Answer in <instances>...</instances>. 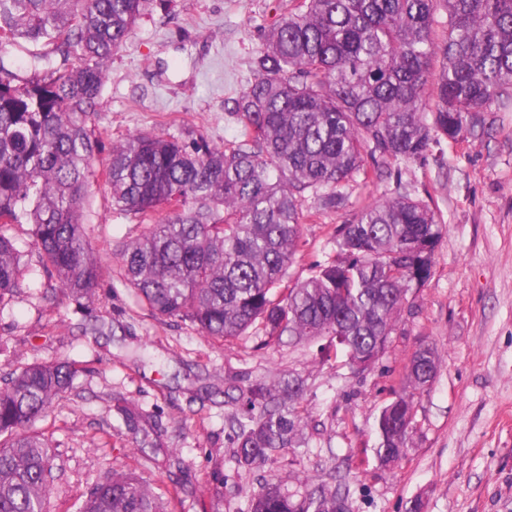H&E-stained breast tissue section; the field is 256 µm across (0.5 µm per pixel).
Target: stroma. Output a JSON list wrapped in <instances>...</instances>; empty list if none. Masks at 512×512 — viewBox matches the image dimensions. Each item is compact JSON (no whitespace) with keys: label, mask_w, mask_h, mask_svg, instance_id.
<instances>
[{"label":"stroma","mask_w":512,"mask_h":512,"mask_svg":"<svg viewBox=\"0 0 512 512\" xmlns=\"http://www.w3.org/2000/svg\"><path fill=\"white\" fill-rule=\"evenodd\" d=\"M295 2L150 0L113 54L89 123L100 152L83 216L102 268L89 312L106 323L104 334L81 329L82 315L39 263L30 225L11 230L23 277L0 304V387L34 362L66 357L79 369L33 425L55 448L52 512H76L96 479L129 469L157 482L171 512H249L271 482L297 498L340 487L348 512H407L414 501L420 512H512V99L495 100L458 142L399 163L397 178L358 181L345 208L305 220L288 288L335 257L337 226L396 184L430 201L445 224L430 280L408 292L383 355L364 371L330 336L277 341L256 324L224 341L155 318L121 277V248L144 226L112 205L113 145L150 130L201 132L217 146L233 140L240 125L224 101L246 87L266 30ZM422 343L434 347L438 372L413 397L404 458L386 465L376 419ZM283 376L305 382L302 447L238 464L233 420L249 386ZM124 404L138 414L136 431L117 411Z\"/></svg>","instance_id":"obj_1"}]
</instances>
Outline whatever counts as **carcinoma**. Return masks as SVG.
Wrapping results in <instances>:
<instances>
[{"label":"carcinoma","mask_w":512,"mask_h":512,"mask_svg":"<svg viewBox=\"0 0 512 512\" xmlns=\"http://www.w3.org/2000/svg\"><path fill=\"white\" fill-rule=\"evenodd\" d=\"M148 0H0V302L20 288L19 250L7 234L31 226L32 244L58 288L85 313L102 270L82 222L99 139L108 63ZM448 36L433 34L438 8ZM29 58L20 78L10 49ZM252 80L224 108L241 124L223 147L140 132L112 147V205L148 225L121 250L122 277L161 319L233 339L261 322L266 335L341 336L355 363L375 359L406 295L432 276L443 225L429 202L397 183L336 230L337 257L277 292L315 209L346 206L357 177L385 180L393 165L426 158L512 92V0H300L275 20L251 60ZM433 347L405 365L400 390L377 418L379 457H404L412 396L435 378ZM75 363H33L0 388V512H48L49 438L32 424L62 397ZM294 380L250 391L236 420L243 465L292 446L302 422ZM77 512H166L162 495L130 471L98 478ZM250 512H347L338 489L296 501L268 483Z\"/></svg>","instance_id":"cac0c4a2"}]
</instances>
